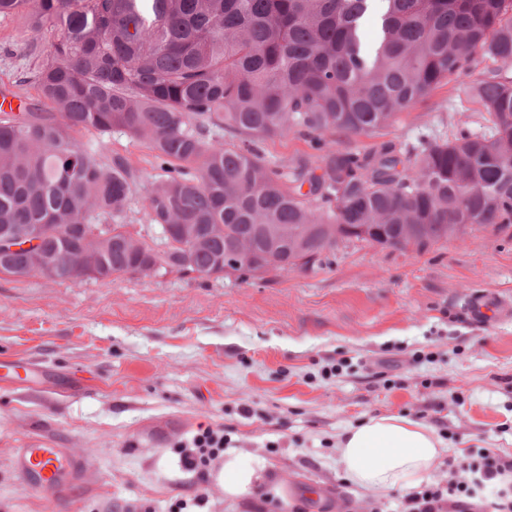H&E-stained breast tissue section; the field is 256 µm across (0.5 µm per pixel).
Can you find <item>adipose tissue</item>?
Listing matches in <instances>:
<instances>
[{"label":"adipose tissue","instance_id":"1","mask_svg":"<svg viewBox=\"0 0 512 512\" xmlns=\"http://www.w3.org/2000/svg\"><path fill=\"white\" fill-rule=\"evenodd\" d=\"M448 451L428 425L397 414L369 417L347 428L338 441L336 470L355 488L410 493L428 481ZM224 492L237 498L270 484L272 475L261 463L234 453L224 455Z\"/></svg>","mask_w":512,"mask_h":512}]
</instances>
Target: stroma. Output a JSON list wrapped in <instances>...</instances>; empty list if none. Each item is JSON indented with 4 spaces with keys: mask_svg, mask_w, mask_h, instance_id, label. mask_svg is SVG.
Wrapping results in <instances>:
<instances>
[{
    "mask_svg": "<svg viewBox=\"0 0 512 512\" xmlns=\"http://www.w3.org/2000/svg\"><path fill=\"white\" fill-rule=\"evenodd\" d=\"M29 39L52 36L0 17V86L25 67ZM494 66L479 60L380 137L339 134L335 149L476 129L471 84ZM85 140L137 168L125 221L155 237L141 188L160 170L147 146L119 129ZM475 290L512 296V225L469 227L422 250L363 243L317 271L262 280L0 274V512H50L16 473L18 449L36 440L89 449L68 490L75 512H167L188 490L173 444L201 425L230 427L236 452L276 476L265 512H286L311 488L330 512H397L401 492L360 491L337 474L347 426L404 415L433 423L455 455L512 454V320L467 322L462 306ZM420 349L430 360H414ZM339 359L348 363L339 376L318 377Z\"/></svg>",
    "mask_w": 512,
    "mask_h": 512,
    "instance_id": "35a3bbf8",
    "label": "stroma"
}]
</instances>
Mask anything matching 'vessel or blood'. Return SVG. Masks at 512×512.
Returning a JSON list of instances; mask_svg holds the SVG:
<instances>
[{
  "mask_svg": "<svg viewBox=\"0 0 512 512\" xmlns=\"http://www.w3.org/2000/svg\"><path fill=\"white\" fill-rule=\"evenodd\" d=\"M465 310L471 322L476 324L492 319H512V301L488 293L469 296ZM86 454L87 451L83 448L34 445L20 450L17 469L24 486L50 490L49 503L53 512H72V502L54 495L52 489L66 472L78 469Z\"/></svg>",
  "mask_w": 512,
  "mask_h": 512,
  "instance_id": "obj_1",
  "label": "vessel or blood"
}]
</instances>
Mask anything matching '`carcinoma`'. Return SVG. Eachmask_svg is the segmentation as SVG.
<instances>
[{"mask_svg":"<svg viewBox=\"0 0 512 512\" xmlns=\"http://www.w3.org/2000/svg\"><path fill=\"white\" fill-rule=\"evenodd\" d=\"M0 16L53 33L24 46L50 111L0 121V239H39L57 281H85L83 253L103 279L145 256L146 277L246 281L512 224V0H0ZM480 58L501 66L473 81L479 130L402 153L326 140L377 136ZM114 129L162 171L143 187L158 244L117 223L136 171L81 138ZM290 131L319 154L267 159L259 143ZM30 272L28 250L0 255L1 274Z\"/></svg>","mask_w":512,"mask_h":512,"instance_id":"obj_1","label":"carcinoma"}]
</instances>
